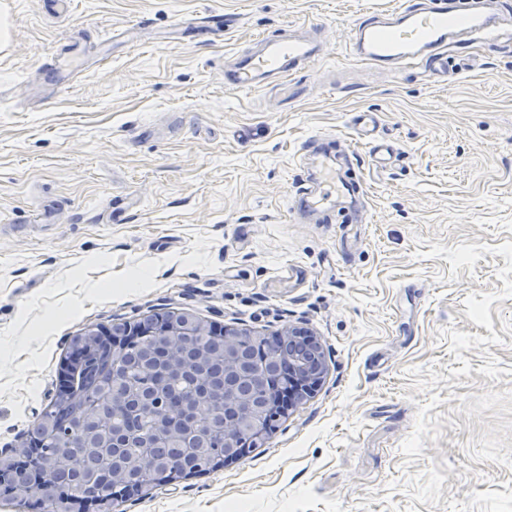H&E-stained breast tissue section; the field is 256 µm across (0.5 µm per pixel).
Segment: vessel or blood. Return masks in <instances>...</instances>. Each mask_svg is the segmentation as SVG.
<instances>
[{"instance_id":"obj_1","label":"vessel or blood","mask_w":512,"mask_h":512,"mask_svg":"<svg viewBox=\"0 0 512 512\" xmlns=\"http://www.w3.org/2000/svg\"><path fill=\"white\" fill-rule=\"evenodd\" d=\"M490 0H400L397 7L362 18L351 31L352 54L376 68L401 72L424 67L445 78L462 68L474 45L489 54L512 51V10L489 11ZM259 51L238 57L225 78L237 88L251 90L271 77L292 73L317 60L325 44L316 31L301 35L277 33L262 37ZM361 177L339 179L328 170L313 190H305L309 210L323 212L333 198L358 193Z\"/></svg>"}]
</instances>
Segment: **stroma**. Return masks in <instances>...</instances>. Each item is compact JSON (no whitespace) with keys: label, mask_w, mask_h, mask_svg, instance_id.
<instances>
[{"label":"stroma","mask_w":512,"mask_h":512,"mask_svg":"<svg viewBox=\"0 0 512 512\" xmlns=\"http://www.w3.org/2000/svg\"><path fill=\"white\" fill-rule=\"evenodd\" d=\"M398 2L0 0V450L70 336L170 307L306 330L326 372L269 443L116 512H512V52L445 82L376 70L348 32ZM219 14L220 37L182 26ZM314 24L319 61L225 82ZM327 137L363 223L293 216Z\"/></svg>","instance_id":"35a3bbf8"}]
</instances>
